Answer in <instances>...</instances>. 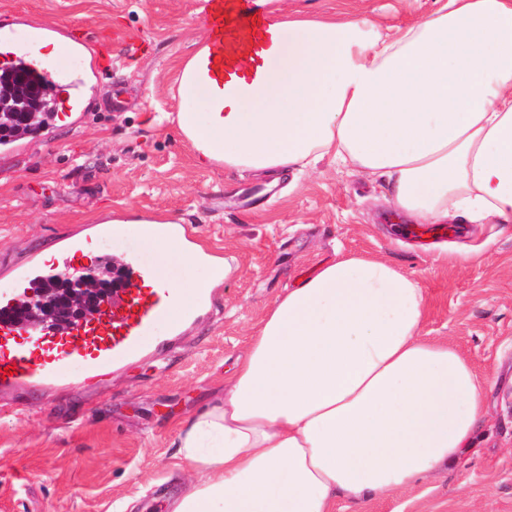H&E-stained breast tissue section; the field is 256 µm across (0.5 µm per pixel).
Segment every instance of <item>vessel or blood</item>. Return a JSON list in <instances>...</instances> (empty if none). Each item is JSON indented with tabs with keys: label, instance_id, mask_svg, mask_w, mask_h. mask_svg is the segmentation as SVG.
I'll use <instances>...</instances> for the list:
<instances>
[{
	"label": "vessel or blood",
	"instance_id": "obj_1",
	"mask_svg": "<svg viewBox=\"0 0 512 512\" xmlns=\"http://www.w3.org/2000/svg\"><path fill=\"white\" fill-rule=\"evenodd\" d=\"M249 0H237L233 21L243 33L257 32ZM109 224H98L65 239L57 249L56 265L67 268L92 238L112 235ZM126 265L138 285L126 289L108 310L69 326L47 332L40 327H17L0 320V393L48 392L66 384L73 368L90 376L111 371L142 352L159 324L170 322L174 297L158 287L162 273L150 255L129 250ZM46 262L32 253L13 267L14 279L31 284L44 279Z\"/></svg>",
	"mask_w": 512,
	"mask_h": 512
}]
</instances>
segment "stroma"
I'll list each match as a JSON object with an SVG mask.
<instances>
[{
    "label": "stroma",
    "mask_w": 512,
    "mask_h": 512,
    "mask_svg": "<svg viewBox=\"0 0 512 512\" xmlns=\"http://www.w3.org/2000/svg\"><path fill=\"white\" fill-rule=\"evenodd\" d=\"M381 28L432 16L436 0H286L335 15L340 2ZM201 0H0V60L53 26L96 50L56 47L86 87L65 121L0 148V265L45 251L77 225L129 210L195 225L231 265L216 310L158 355L64 390L0 395V512H157L177 492L174 423L223 387L274 301L318 264L348 254L393 262L427 302L423 333L463 351L486 383V417L450 472L337 512H512V224H467L461 238L406 243L377 183L323 159L276 187L198 165L174 129L173 84L205 29Z\"/></svg>",
    "instance_id": "1"
}]
</instances>
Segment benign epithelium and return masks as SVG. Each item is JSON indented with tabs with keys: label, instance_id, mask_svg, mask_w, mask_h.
Masks as SVG:
<instances>
[{
	"label": "benign epithelium",
	"instance_id": "7a95c632",
	"mask_svg": "<svg viewBox=\"0 0 512 512\" xmlns=\"http://www.w3.org/2000/svg\"><path fill=\"white\" fill-rule=\"evenodd\" d=\"M29 97L30 91L25 89L14 94L9 112L13 120H30ZM57 284L56 288H38L21 302L17 321L28 326L73 323L102 311L114 300L120 289L132 287L115 265L112 266L110 281L100 278L95 270L90 269L78 278L64 275L57 280Z\"/></svg>",
	"mask_w": 512,
	"mask_h": 512
}]
</instances>
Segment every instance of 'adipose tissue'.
<instances>
[{"label":"adipose tissue","instance_id":"adipose-tissue-1","mask_svg":"<svg viewBox=\"0 0 512 512\" xmlns=\"http://www.w3.org/2000/svg\"><path fill=\"white\" fill-rule=\"evenodd\" d=\"M250 0L180 65L174 122L198 164L280 178L325 157L429 224L512 223V0L369 18ZM423 288L382 258L320 263L265 314L223 390L177 421L169 512H336L404 492L470 450L485 387L425 338ZM238 2L235 7L233 21L235 27L242 33L253 34L258 32L259 24L252 15L248 3L249 0H232Z\"/></svg>","mask_w":512,"mask_h":512}]
</instances>
